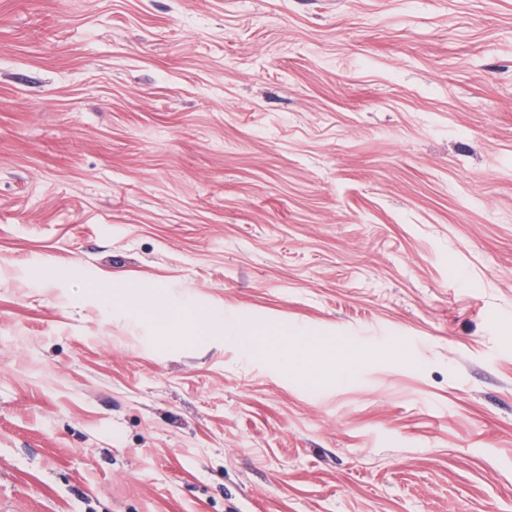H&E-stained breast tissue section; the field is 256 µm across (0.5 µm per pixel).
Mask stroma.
<instances>
[{
	"label": "stroma",
	"mask_w": 512,
	"mask_h": 512,
	"mask_svg": "<svg viewBox=\"0 0 512 512\" xmlns=\"http://www.w3.org/2000/svg\"><path fill=\"white\" fill-rule=\"evenodd\" d=\"M0 512H512V0H0ZM118 297L128 306L145 309L163 330L176 329L197 344L206 343L211 336L224 335V310L215 309L201 315L173 309L167 301L150 288H134L121 292ZM277 343L283 361L287 366H296L300 355L308 350L307 340L300 334L280 336Z\"/></svg>",
	"instance_id": "stroma-1"
}]
</instances>
